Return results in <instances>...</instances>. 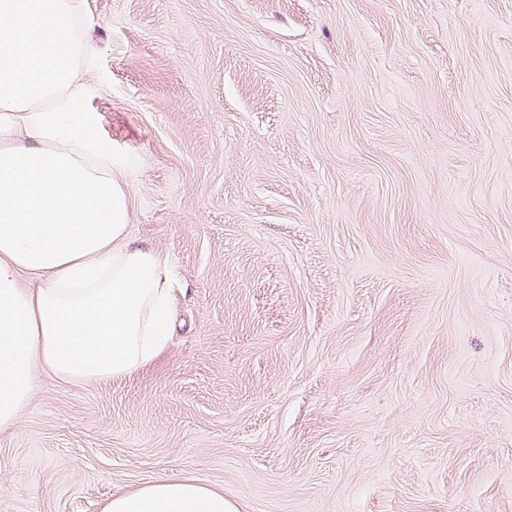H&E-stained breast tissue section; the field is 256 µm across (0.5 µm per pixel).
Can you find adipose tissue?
Instances as JSON below:
<instances>
[{"instance_id": "ef3b65f1", "label": "adipose tissue", "mask_w": 512, "mask_h": 512, "mask_svg": "<svg viewBox=\"0 0 512 512\" xmlns=\"http://www.w3.org/2000/svg\"><path fill=\"white\" fill-rule=\"evenodd\" d=\"M84 0H0V428L39 373L129 376L165 348L170 273L128 240L123 167L87 111ZM38 279L19 284L20 274ZM102 512H237L223 492L158 477Z\"/></svg>"}]
</instances>
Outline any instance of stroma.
Wrapping results in <instances>:
<instances>
[{
	"instance_id": "stroma-1",
	"label": "stroma",
	"mask_w": 512,
	"mask_h": 512,
	"mask_svg": "<svg viewBox=\"0 0 512 512\" xmlns=\"http://www.w3.org/2000/svg\"><path fill=\"white\" fill-rule=\"evenodd\" d=\"M86 106L173 331L49 372L0 512H512V0H85ZM102 512H237L223 492L196 481L158 477L137 492L118 493Z\"/></svg>"
}]
</instances>
